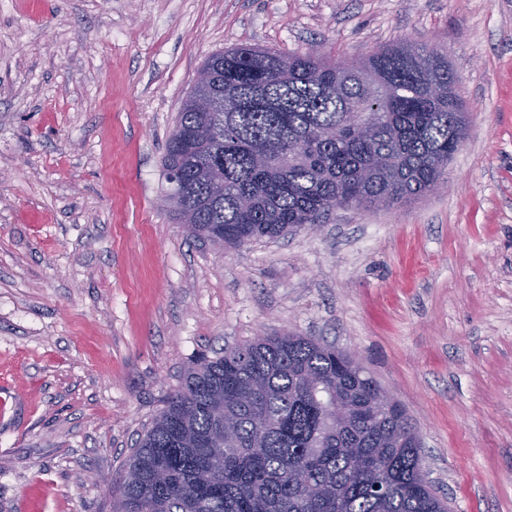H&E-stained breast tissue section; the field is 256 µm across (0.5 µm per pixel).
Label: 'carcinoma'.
I'll use <instances>...</instances> for the list:
<instances>
[{
    "label": "carcinoma",
    "instance_id": "1",
    "mask_svg": "<svg viewBox=\"0 0 512 512\" xmlns=\"http://www.w3.org/2000/svg\"><path fill=\"white\" fill-rule=\"evenodd\" d=\"M175 125L171 212L235 248L435 193L467 116L448 58L427 43L360 59L240 45L205 60ZM378 389L311 336L202 357L123 463L114 512H447L400 404L373 411Z\"/></svg>",
    "mask_w": 512,
    "mask_h": 512
}]
</instances>
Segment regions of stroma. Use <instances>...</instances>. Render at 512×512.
<instances>
[{
	"label": "stroma",
	"instance_id": "obj_1",
	"mask_svg": "<svg viewBox=\"0 0 512 512\" xmlns=\"http://www.w3.org/2000/svg\"><path fill=\"white\" fill-rule=\"evenodd\" d=\"M447 54L448 186L225 248L160 199L206 57ZM312 336L406 411L450 512H512V0H0V512H112L200 355Z\"/></svg>",
	"mask_w": 512,
	"mask_h": 512
}]
</instances>
